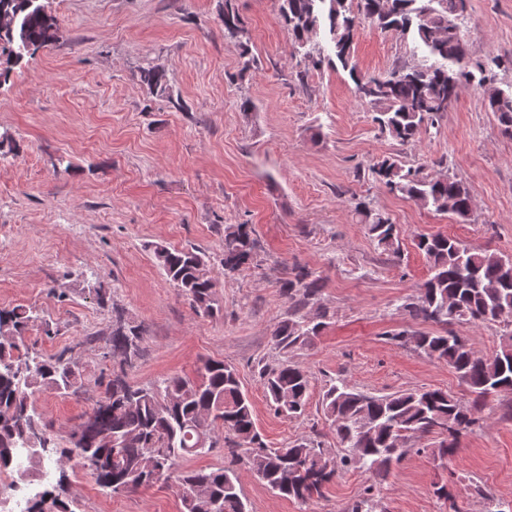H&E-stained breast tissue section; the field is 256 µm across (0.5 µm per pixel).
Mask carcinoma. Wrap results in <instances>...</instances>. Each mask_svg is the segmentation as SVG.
I'll use <instances>...</instances> for the list:
<instances>
[{
    "mask_svg": "<svg viewBox=\"0 0 512 512\" xmlns=\"http://www.w3.org/2000/svg\"><path fill=\"white\" fill-rule=\"evenodd\" d=\"M279 16L301 62L317 67L339 65L349 72L358 97L376 108L374 121L381 133L407 144L438 124L457 98L459 87L472 78L459 23L464 0H278ZM9 8L20 24L19 33L0 34V85L10 81L23 59L55 44L57 19L32 0H10ZM369 21L394 29L422 53L419 63L395 67L383 75L361 77L354 61L352 39L361 23ZM224 34L248 53L250 34L235 0H224ZM325 34L328 47L316 41ZM140 81L154 91H165L166 73L144 67ZM375 85L368 94L365 86ZM502 132L512 137V93L486 97ZM374 177L391 192L437 213L464 222L473 212L469 189L455 176L431 175L406 166L394 157L377 161ZM360 223L375 247L399 258L398 225L364 201L355 206ZM416 247L430 265V275L400 309L412 319L438 327L435 332L402 331L392 340L410 345L454 369L471 395L464 402L441 389H415L377 396L331 385L321 401L322 412L335 432L340 448L332 450L315 438L296 440L286 448H270L256 429L251 400L237 370L220 360L206 359L196 381L178 376L159 378L144 385L125 379L127 369L140 357L139 333L116 316L107 340L106 357L114 360L112 385L101 402L84 414L63 447L41 424L29 431L26 417L40 419L31 395L37 391L76 393L82 374L71 351L51 356L20 351L23 334L33 321L23 306L0 308V471H19L23 460L55 464V489L28 501L24 512H70L59 493L64 463L76 459L97 484L122 494L160 481L174 480L188 489L181 496L183 512H249L236 472L184 469L188 455L209 453L219 440L233 454L241 453L249 469L273 493L301 504L313 502L336 479L339 470L356 466L371 478L386 475L409 452L414 433L442 436L431 453L441 459L454 456L459 438L480 426L488 396L512 391V259L489 249H475L447 235H420ZM154 258L167 278L195 310L207 317L218 312L216 281L210 259L196 247H153ZM224 275L233 276L257 266L255 244L247 224L224 226ZM320 277L305 267L292 269L282 284L290 303L288 318L273 332L275 348L284 354L309 345L325 327L327 309L305 312L320 300ZM501 324L509 331L500 336L499 349L490 358L472 352L453 329L461 324ZM260 382L274 412L288 418L304 415L311 376L298 364L283 360L266 364ZM380 490L368 484L361 498L346 512H376Z\"/></svg>",
    "mask_w": 512,
    "mask_h": 512,
    "instance_id": "carcinoma-1",
    "label": "carcinoma"
}]
</instances>
